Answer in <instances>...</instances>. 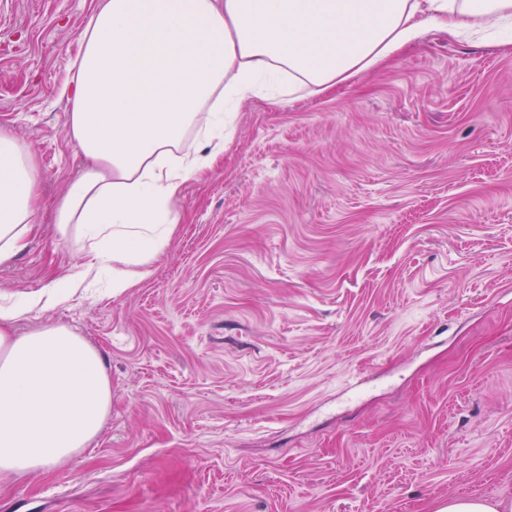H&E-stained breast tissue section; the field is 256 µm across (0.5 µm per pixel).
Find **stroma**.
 Returning a JSON list of instances; mask_svg holds the SVG:
<instances>
[{"mask_svg":"<svg viewBox=\"0 0 512 512\" xmlns=\"http://www.w3.org/2000/svg\"><path fill=\"white\" fill-rule=\"evenodd\" d=\"M98 0H0V126L38 156L0 298L87 259L59 94ZM151 275L17 324L97 347L112 407L0 512H437L512 501V51L431 29L356 82L250 98ZM512 504L490 502L478 497H456L448 499L437 512H511Z\"/></svg>","mask_w":512,"mask_h":512,"instance_id":"1","label":"stroma"}]
</instances>
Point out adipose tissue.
I'll return each mask as SVG.
<instances>
[{"instance_id":"ef3b65f1","label":"adipose tissue","mask_w":512,"mask_h":512,"mask_svg":"<svg viewBox=\"0 0 512 512\" xmlns=\"http://www.w3.org/2000/svg\"><path fill=\"white\" fill-rule=\"evenodd\" d=\"M431 28L510 49L512 0H100L61 87L67 137L88 166L57 206L60 234L79 226L91 266L125 292L165 250L183 183L223 153L226 107L351 84ZM39 177L36 155L0 126V264L26 246ZM87 277L0 305V474L66 461L106 422L98 349L61 325L12 331Z\"/></svg>"}]
</instances>
